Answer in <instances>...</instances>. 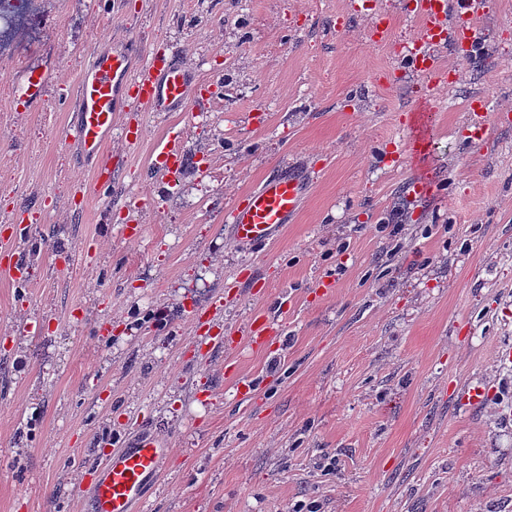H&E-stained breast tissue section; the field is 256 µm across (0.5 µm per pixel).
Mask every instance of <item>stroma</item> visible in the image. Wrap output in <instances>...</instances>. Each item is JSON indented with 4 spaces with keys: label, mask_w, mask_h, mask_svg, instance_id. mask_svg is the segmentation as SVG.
I'll list each match as a JSON object with an SVG mask.
<instances>
[{
    "label": "stroma",
    "mask_w": 512,
    "mask_h": 512,
    "mask_svg": "<svg viewBox=\"0 0 512 512\" xmlns=\"http://www.w3.org/2000/svg\"><path fill=\"white\" fill-rule=\"evenodd\" d=\"M482 2L436 84L403 69L415 0H39L37 48L0 58V245L26 262L0 278V512H86L87 465L143 428L170 448L151 512H512V0ZM127 39L222 85L118 114L103 207L70 108L88 50ZM288 165L301 212L238 247L225 210ZM52 83V74L46 69H40L32 72L28 77L26 84L20 94L18 101L20 103H31L41 99ZM177 134H173L167 140L159 153L157 162L158 168L169 169L172 167L181 168L184 165L183 153L176 147Z\"/></svg>",
    "instance_id": "stroma-1"
}]
</instances>
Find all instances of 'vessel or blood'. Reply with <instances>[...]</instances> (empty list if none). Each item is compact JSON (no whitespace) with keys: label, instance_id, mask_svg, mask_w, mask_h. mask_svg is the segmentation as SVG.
I'll return each instance as SVG.
<instances>
[{"label":"vessel or blood","instance_id":"b4317fda","mask_svg":"<svg viewBox=\"0 0 512 512\" xmlns=\"http://www.w3.org/2000/svg\"><path fill=\"white\" fill-rule=\"evenodd\" d=\"M422 35L406 47L410 70L438 78L433 46L446 42L449 21H457L459 40H471L477 28L481 0H420ZM133 41L106 43L91 49L81 72L73 104L72 127L81 155L90 161L101 177L96 196L106 201L112 196L115 176L112 162L103 154V146L112 134L116 113L128 111L134 104L153 112H190L193 102L202 98L204 88L194 73L181 61L178 51L144 58L133 68ZM52 83V74L40 69L26 81L20 102L41 99ZM308 192L303 173L284 167L269 175L243 202L227 211L225 223L237 246L250 248L274 241L302 209ZM167 440L145 430L131 437L124 448L112 453L97 466L90 488L91 512H148L146 495L164 471Z\"/></svg>","mask_w":512,"mask_h":512}]
</instances>
